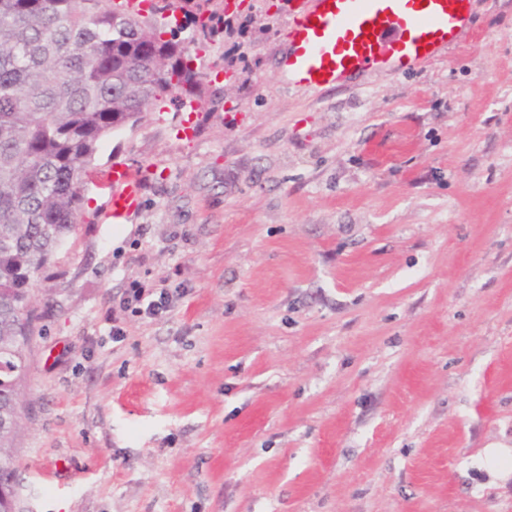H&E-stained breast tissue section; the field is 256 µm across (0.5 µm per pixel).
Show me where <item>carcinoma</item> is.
Listing matches in <instances>:
<instances>
[{"mask_svg":"<svg viewBox=\"0 0 512 512\" xmlns=\"http://www.w3.org/2000/svg\"><path fill=\"white\" fill-rule=\"evenodd\" d=\"M202 0L186 20L211 42L230 17ZM0 0V478L15 476L19 393L34 310L20 312L41 271L76 232L81 176L99 142L133 127L171 89L202 97L178 33L163 13L181 0Z\"/></svg>","mask_w":512,"mask_h":512,"instance_id":"cac0c4a2","label":"carcinoma"}]
</instances>
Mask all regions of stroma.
I'll return each mask as SVG.
<instances>
[{
  "mask_svg": "<svg viewBox=\"0 0 512 512\" xmlns=\"http://www.w3.org/2000/svg\"><path fill=\"white\" fill-rule=\"evenodd\" d=\"M298 2L199 49L235 79L198 109L101 142L31 290L16 512H512V0L318 92L277 69ZM134 279L169 312L121 311ZM107 177L112 184V224H123L139 211L140 176L129 166L114 165Z\"/></svg>",
  "mask_w": 512,
  "mask_h": 512,
  "instance_id": "1",
  "label": "stroma"
}]
</instances>
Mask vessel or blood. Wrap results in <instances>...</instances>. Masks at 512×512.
Wrapping results in <instances>:
<instances>
[{"instance_id":"vessel-or-blood-1","label":"vessel or blood","mask_w":512,"mask_h":512,"mask_svg":"<svg viewBox=\"0 0 512 512\" xmlns=\"http://www.w3.org/2000/svg\"><path fill=\"white\" fill-rule=\"evenodd\" d=\"M472 0H302L278 54L281 74L311 90L347 87L378 72L397 76L445 53L467 35ZM113 223L138 213L141 179L115 165Z\"/></svg>"}]
</instances>
